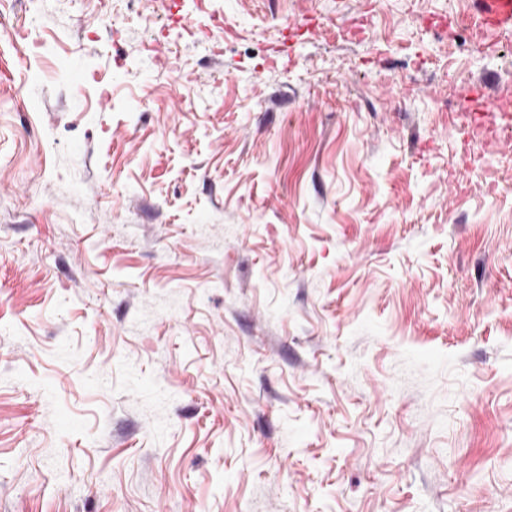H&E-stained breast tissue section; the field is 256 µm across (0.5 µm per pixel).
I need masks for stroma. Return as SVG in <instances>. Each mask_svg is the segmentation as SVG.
Returning <instances> with one entry per match:
<instances>
[{
    "instance_id": "stroma-1",
    "label": "stroma",
    "mask_w": 512,
    "mask_h": 512,
    "mask_svg": "<svg viewBox=\"0 0 512 512\" xmlns=\"http://www.w3.org/2000/svg\"><path fill=\"white\" fill-rule=\"evenodd\" d=\"M471 13L0 0V512H512Z\"/></svg>"
}]
</instances>
